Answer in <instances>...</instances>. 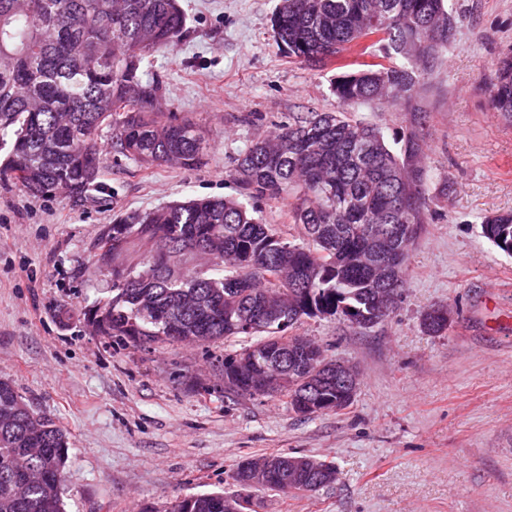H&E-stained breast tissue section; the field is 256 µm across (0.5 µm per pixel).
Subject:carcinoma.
Listing matches in <instances>:
<instances>
[{
  "label": "carcinoma",
  "instance_id": "carcinoma-1",
  "mask_svg": "<svg viewBox=\"0 0 512 512\" xmlns=\"http://www.w3.org/2000/svg\"><path fill=\"white\" fill-rule=\"evenodd\" d=\"M448 29L418 58L412 38ZM457 18L448 0H279L271 18L288 57L320 62L359 45L370 34L383 61L336 76L342 107L372 101L413 106L421 77L448 46ZM185 27L178 0H0V138L12 135L0 178L37 197L86 192L99 177V132L111 131L117 156L146 164L201 163L202 131L189 118L165 117L160 87L141 80L151 53L175 47ZM491 109L512 117V47L496 62ZM422 113L392 147L376 127L344 111L301 112L271 138L257 140L237 159L234 176L248 196L285 199L301 234L292 239L262 222L236 198H191L118 216L99 243L112 266V298L92 313L104 336L136 345L205 344L231 336L253 342L224 359L250 357L280 337L281 347L310 342L297 333L305 318H340L359 328L386 320L404 288L407 255L427 223ZM481 233L512 255V214L489 217ZM150 246L134 263L128 245ZM184 255L208 249L205 270L184 271L158 261L166 248ZM266 319L247 329L255 308ZM435 307L423 315L430 333L448 326ZM316 367H288L287 379L266 396H285L288 408L310 395L321 412L352 401L325 384L311 392ZM0 380V512H64L59 485L67 434L48 417L17 401ZM237 493L204 492L171 502L166 512H228L225 503H250L240 467ZM324 487L318 474L271 478L263 489L283 494Z\"/></svg>",
  "mask_w": 512,
  "mask_h": 512
}]
</instances>
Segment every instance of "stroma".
Returning <instances> with one entry per match:
<instances>
[{
	"mask_svg": "<svg viewBox=\"0 0 512 512\" xmlns=\"http://www.w3.org/2000/svg\"><path fill=\"white\" fill-rule=\"evenodd\" d=\"M186 31L157 52L163 110L197 122L201 165L146 166L111 155L94 188L33 198L0 183V380L68 437L66 512H165L175 498L235 492L245 458L308 455L336 465L315 492H257L258 512H512V257L481 234L512 213V121L489 107L495 64L512 47V0H450L454 35L417 87L425 114L428 222L408 252L391 316L368 328L303 319L327 358L355 365L351 406L303 417L283 398L228 394L217 370L238 336L144 348L101 335L85 313L109 296L97 243L117 213L187 198L240 197L236 159L290 115L334 112L333 78L373 56L289 59L271 16L278 0H179ZM387 141L411 111L350 107ZM448 310L438 334L425 311Z\"/></svg>",
	"mask_w": 512,
	"mask_h": 512,
	"instance_id": "35a3bbf8",
	"label": "stroma"
}]
</instances>
